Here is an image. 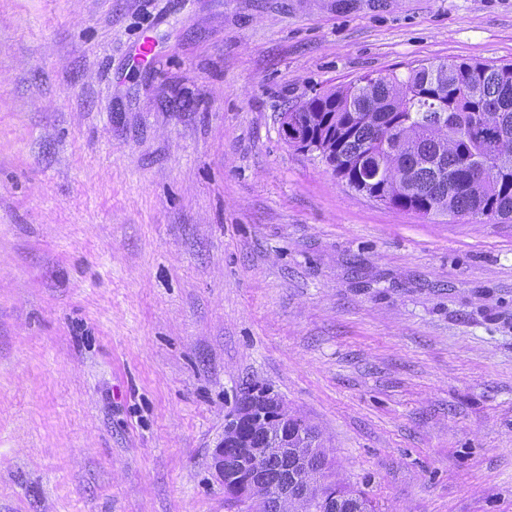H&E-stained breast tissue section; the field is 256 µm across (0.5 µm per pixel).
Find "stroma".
Instances as JSON below:
<instances>
[{
  "instance_id": "1",
  "label": "stroma",
  "mask_w": 512,
  "mask_h": 512,
  "mask_svg": "<svg viewBox=\"0 0 512 512\" xmlns=\"http://www.w3.org/2000/svg\"><path fill=\"white\" fill-rule=\"evenodd\" d=\"M439 60L512 64V0H0V512H239L255 384L375 512H512V223L282 134Z\"/></svg>"
}]
</instances>
